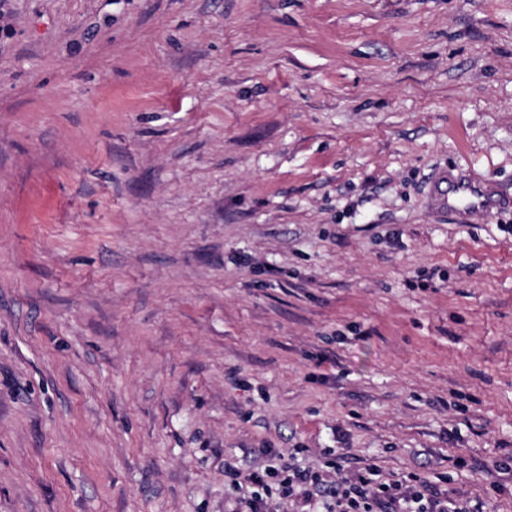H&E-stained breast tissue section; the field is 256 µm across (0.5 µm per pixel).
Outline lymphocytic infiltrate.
Listing matches in <instances>:
<instances>
[{"label": "lymphocytic infiltrate", "mask_w": 512, "mask_h": 512, "mask_svg": "<svg viewBox=\"0 0 512 512\" xmlns=\"http://www.w3.org/2000/svg\"><path fill=\"white\" fill-rule=\"evenodd\" d=\"M271 459V464L251 475L260 492L245 501V512H271L262 492L273 484L279 486L283 498L305 506L328 498L326 512H469L452 493L415 473L389 480L374 466L347 470L335 462L331 465L335 478L329 481L294 468L283 455L275 453Z\"/></svg>", "instance_id": "1"}]
</instances>
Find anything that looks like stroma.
I'll use <instances>...</instances> for the list:
<instances>
[{
	"instance_id": "obj_1",
	"label": "stroma",
	"mask_w": 512,
	"mask_h": 512,
	"mask_svg": "<svg viewBox=\"0 0 512 512\" xmlns=\"http://www.w3.org/2000/svg\"><path fill=\"white\" fill-rule=\"evenodd\" d=\"M272 450L512 512V0H0V512ZM437 196L439 205L444 210L462 207L472 212H484L490 207L487 187L479 181H462L454 187L451 195L448 190L437 189Z\"/></svg>"
}]
</instances>
